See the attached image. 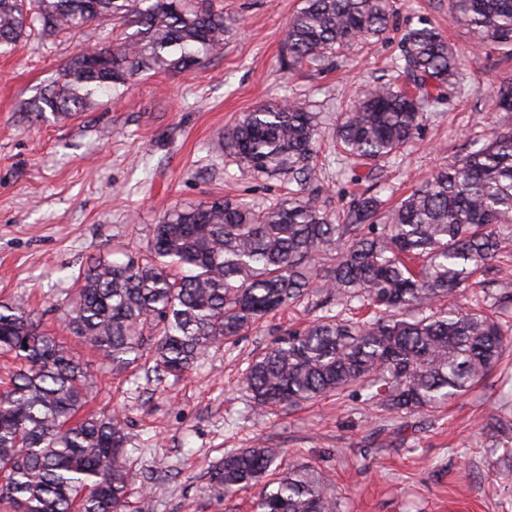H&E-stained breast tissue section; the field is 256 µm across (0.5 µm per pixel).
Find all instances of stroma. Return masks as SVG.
Masks as SVG:
<instances>
[{
	"label": "stroma",
	"instance_id": "stroma-1",
	"mask_svg": "<svg viewBox=\"0 0 512 512\" xmlns=\"http://www.w3.org/2000/svg\"><path fill=\"white\" fill-rule=\"evenodd\" d=\"M386 32L337 50L335 58L297 73L281 70L288 20L301 0H217L240 31L195 73H148L123 94L97 96L75 118L36 115L29 106L67 60L133 33L107 16L50 38L30 36L0 48V300L40 312L43 329L87 365L93 410L118 409L130 436V501L150 491L152 512H250L259 493L232 500L208 489V472L225 452L271 446L284 464H302L332 482L340 512H512V457L489 451L487 425L503 414L512 346L499 369L468 394L439 408L385 412L354 390L327 394L293 409L256 413L243 373L291 327L319 315L321 293L269 317L233 344L210 346L181 377L143 371L116 375L64 325L71 276L96 256L145 250L150 230L173 205L214 196L267 202L286 188L242 171L215 152L226 126L270 99L300 98L332 133L358 91L391 79L403 36L427 22L440 27L465 63L463 88L448 87L420 139L370 183L397 201L432 171L459 159L470 142L512 127L494 111L492 91L512 77V60L472 47L450 22L448 0H392ZM313 186L333 213L346 212L361 186L337 178L327 151Z\"/></svg>",
	"mask_w": 512,
	"mask_h": 512
}]
</instances>
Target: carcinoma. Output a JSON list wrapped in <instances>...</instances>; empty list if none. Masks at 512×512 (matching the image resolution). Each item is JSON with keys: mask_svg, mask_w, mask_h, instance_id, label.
<instances>
[{"mask_svg": "<svg viewBox=\"0 0 512 512\" xmlns=\"http://www.w3.org/2000/svg\"><path fill=\"white\" fill-rule=\"evenodd\" d=\"M129 17L123 42L82 52L31 105L75 116L99 92L119 93L149 71H191L224 51L236 25L213 0H0V47L36 33ZM451 21L476 46L512 56V0H449ZM390 0H302L289 19L281 67L318 62L343 45L381 36ZM392 68L400 80L367 87L336 122L337 160L351 180L419 138L461 59L432 24L407 32ZM492 103L512 112V79ZM319 113L297 99L268 101L224 130V154L258 176L299 185L273 202L213 197L167 209L147 254L99 257L75 276L67 329L115 374L152 364L179 377L217 341L259 328L267 315L302 302L321 280L326 309L259 353L245 384L253 407H295L358 386L394 412L434 408L465 395L499 366L512 342L492 310L438 302L482 284L512 248V129L437 168L395 206L370 190L334 214L304 187L316 179ZM336 253L324 267L322 259ZM367 316L342 317L333 305ZM0 354L17 370L0 391V507L3 512H128L129 441L118 411L82 413L88 373L38 313L0 300ZM278 448L224 454L210 474L216 497L260 485L253 512H338L330 481L315 469L278 465Z\"/></svg>", "mask_w": 512, "mask_h": 512, "instance_id": "carcinoma-1", "label": "carcinoma"}]
</instances>
